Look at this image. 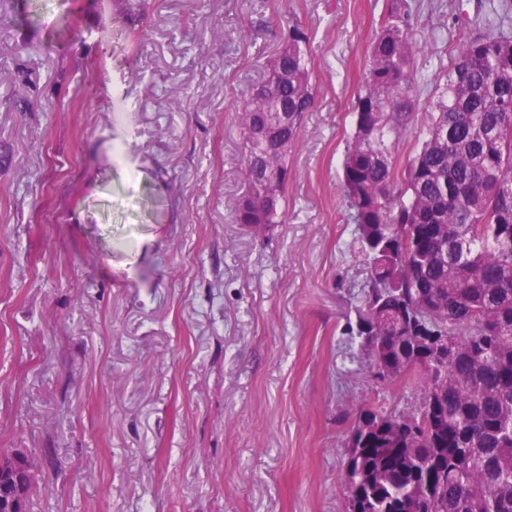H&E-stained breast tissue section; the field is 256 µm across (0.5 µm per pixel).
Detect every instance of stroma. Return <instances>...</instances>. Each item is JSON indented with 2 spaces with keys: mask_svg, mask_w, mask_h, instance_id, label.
<instances>
[{
  "mask_svg": "<svg viewBox=\"0 0 512 512\" xmlns=\"http://www.w3.org/2000/svg\"><path fill=\"white\" fill-rule=\"evenodd\" d=\"M413 30L437 80L483 0ZM27 0L0 33L46 95L0 106V449L50 452L30 512H344V440L377 380L355 319L363 262L341 164L387 0ZM308 29L315 106L286 223H234L241 95L281 10Z\"/></svg>",
  "mask_w": 512,
  "mask_h": 512,
  "instance_id": "obj_1",
  "label": "stroma"
}]
</instances>
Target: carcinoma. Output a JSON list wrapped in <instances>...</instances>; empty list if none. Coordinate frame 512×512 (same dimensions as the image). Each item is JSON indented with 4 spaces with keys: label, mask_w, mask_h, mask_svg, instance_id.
Returning a JSON list of instances; mask_svg holds the SVG:
<instances>
[{
    "label": "carcinoma",
    "mask_w": 512,
    "mask_h": 512,
    "mask_svg": "<svg viewBox=\"0 0 512 512\" xmlns=\"http://www.w3.org/2000/svg\"><path fill=\"white\" fill-rule=\"evenodd\" d=\"M388 0L353 104L342 160L347 223L367 274L359 351L381 381L415 388L410 412L361 405L345 440V512H512V3L467 22L418 148L397 172L428 81L413 66L415 12ZM0 0V27L21 16ZM144 8L122 20L137 37ZM4 104L37 90L22 66ZM315 96L309 37L296 18L268 76L237 108L245 189L233 220L264 234L287 220L288 158ZM455 340L453 355L436 337ZM32 453L0 451V512H27Z\"/></svg>",
    "instance_id": "obj_1"
}]
</instances>
